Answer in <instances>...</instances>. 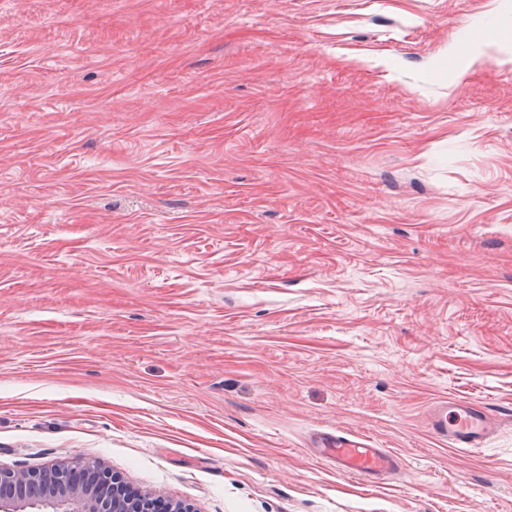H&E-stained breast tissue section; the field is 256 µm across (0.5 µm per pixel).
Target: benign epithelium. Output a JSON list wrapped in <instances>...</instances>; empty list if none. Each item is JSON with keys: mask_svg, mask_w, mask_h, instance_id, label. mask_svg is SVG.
Masks as SVG:
<instances>
[{"mask_svg": "<svg viewBox=\"0 0 512 512\" xmlns=\"http://www.w3.org/2000/svg\"><path fill=\"white\" fill-rule=\"evenodd\" d=\"M0 512H25L41 503L50 512H155L153 498L116 479L97 463L75 460L39 470L0 467Z\"/></svg>", "mask_w": 512, "mask_h": 512, "instance_id": "benign-epithelium-1", "label": "benign epithelium"}]
</instances>
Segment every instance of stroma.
I'll return each mask as SVG.
<instances>
[{"label":"stroma","mask_w":512,"mask_h":512,"mask_svg":"<svg viewBox=\"0 0 512 512\" xmlns=\"http://www.w3.org/2000/svg\"><path fill=\"white\" fill-rule=\"evenodd\" d=\"M76 459L196 512H512V0H0V465ZM437 403L430 418V430L448 442L450 448H482L495 431V423L481 408L468 401ZM317 446L338 468L372 484H383L399 468L396 455L385 448H369L359 439L332 435L321 439Z\"/></svg>","instance_id":"1"}]
</instances>
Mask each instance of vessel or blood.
I'll use <instances>...</instances> for the list:
<instances>
[{
    "mask_svg": "<svg viewBox=\"0 0 512 512\" xmlns=\"http://www.w3.org/2000/svg\"><path fill=\"white\" fill-rule=\"evenodd\" d=\"M430 430L449 447L481 448L495 430V424L481 408L468 401L439 402L430 418ZM320 452L338 468L372 484L383 483L399 467L398 458L383 448H370L357 439L342 436L323 438Z\"/></svg>",
    "mask_w": 512,
    "mask_h": 512,
    "instance_id": "vessel-or-blood-1",
    "label": "vessel or blood"
}]
</instances>
